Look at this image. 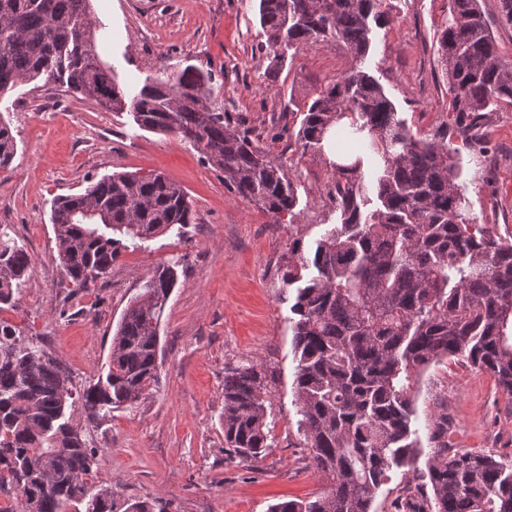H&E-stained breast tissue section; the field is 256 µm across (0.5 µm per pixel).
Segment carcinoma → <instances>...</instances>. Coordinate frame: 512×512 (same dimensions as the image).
Wrapping results in <instances>:
<instances>
[{
  "label": "carcinoma",
  "instance_id": "obj_1",
  "mask_svg": "<svg viewBox=\"0 0 512 512\" xmlns=\"http://www.w3.org/2000/svg\"><path fill=\"white\" fill-rule=\"evenodd\" d=\"M385 0H259L273 60L318 42H341L357 59L369 53L372 25H387ZM90 0H0V96L40 77L96 99L91 87L111 76L99 58ZM448 81L452 134L478 143L487 113L512 105V63L498 54L480 0H448L438 31ZM211 72L165 66L128 96L112 83L107 109L128 111L142 129L172 134L224 173V185L276 221L295 216L298 188L249 127L231 121ZM291 131L303 151H321L329 129L337 144L359 140L366 158L330 162L339 223L310 258H290L282 286H296L289 318L296 362L297 432L313 469L331 489L276 503L269 512H373L391 473L427 455L421 500L405 512H512V460L486 450L448 452V415L428 420L429 451L415 426L420 376L433 364L466 363L512 397V243L474 223L458 183L455 150L413 135L383 86L354 70L297 110ZM17 155L0 122V170ZM95 209L96 217L85 211ZM184 189L162 174L115 173L51 207L57 256L70 285L104 279L123 252L193 223ZM31 257L0 224V308L28 282ZM180 262L158 265L130 300L112 336L107 372L83 391L34 342L0 321V488L21 512H114L110 488L95 484L99 450L71 421L141 400L158 383L159 327L178 284ZM276 371L251 361L224 366V447L257 461L273 447L271 397Z\"/></svg>",
  "mask_w": 512,
  "mask_h": 512
}]
</instances>
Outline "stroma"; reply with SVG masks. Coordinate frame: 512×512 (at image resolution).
Segmentation results:
<instances>
[{
	"instance_id": "obj_1",
	"label": "stroma",
	"mask_w": 512,
	"mask_h": 512,
	"mask_svg": "<svg viewBox=\"0 0 512 512\" xmlns=\"http://www.w3.org/2000/svg\"><path fill=\"white\" fill-rule=\"evenodd\" d=\"M389 4L391 21L375 30L365 60L318 43L289 52L277 66L263 48L257 0H92L98 51L121 88H140L163 65L213 73L225 112L262 133L296 180L289 224L228 190L223 172L189 144L143 130L129 112L103 108L61 82H24L0 99V117L18 145L13 170L0 172V224L10 225L32 257L26 288L0 309V320L43 345L74 388L104 370L122 311L155 267L173 258L183 267L160 327L157 386L98 423L82 407L73 412L102 453L99 477L118 512L138 498L164 512H268L277 501L329 491L297 436L291 302L280 269L290 256L310 257L335 223L334 174L330 153L302 151L288 129L299 103L359 67L381 83L416 136L453 125L436 44L448 0ZM486 131L479 148L453 140L460 183L477 223L512 241V106L491 112ZM114 172L168 176L187 192L195 220L183 237L123 252L107 278L76 292L57 260L52 201ZM246 358L271 366L278 378L276 445L255 462L225 451L221 426L224 367ZM440 411L448 416L450 447L512 459V399L488 374L453 360L431 366L418 382L419 423ZM424 468L420 461L394 472L376 495L375 512H393L397 499L420 486Z\"/></svg>"
}]
</instances>
